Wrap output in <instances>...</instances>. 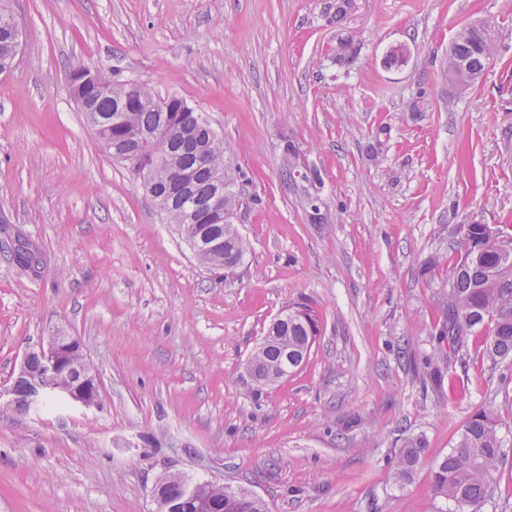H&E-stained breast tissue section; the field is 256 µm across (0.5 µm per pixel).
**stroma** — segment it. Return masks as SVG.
<instances>
[{
  "instance_id": "35a3bbf8",
  "label": "stroma",
  "mask_w": 512,
  "mask_h": 512,
  "mask_svg": "<svg viewBox=\"0 0 512 512\" xmlns=\"http://www.w3.org/2000/svg\"><path fill=\"white\" fill-rule=\"evenodd\" d=\"M22 47L0 74V388L61 330L99 407L0 397V512H156L173 474L269 512H440L431 466L494 409L504 456L484 512H512V365L467 340L422 378L464 227L512 228V0H12ZM494 59L441 76L462 27ZM401 65H388L395 49ZM349 55L348 66L336 62ZM85 65L177 95L224 139L250 249L204 267L69 93ZM297 153L284 179L283 146ZM317 170L321 183L305 179ZM36 243V271L13 260ZM320 323L307 362L257 388L247 364L288 304ZM422 438L426 463L393 484ZM425 443L422 438L408 439L396 456L395 479L399 483L409 482L425 462Z\"/></svg>"
}]
</instances>
